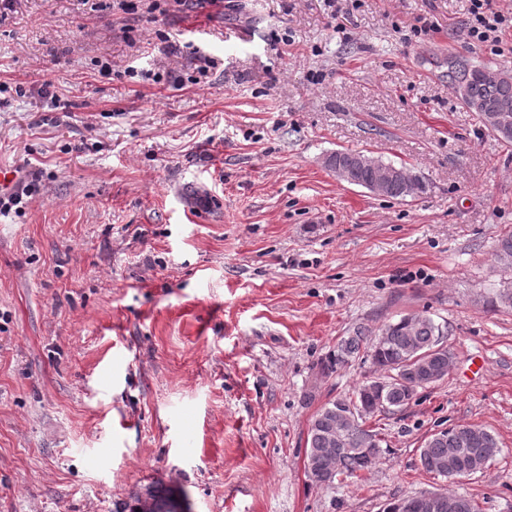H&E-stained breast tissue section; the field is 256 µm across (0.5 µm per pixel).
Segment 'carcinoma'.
Segmentation results:
<instances>
[{"label": "carcinoma", "mask_w": 512, "mask_h": 512, "mask_svg": "<svg viewBox=\"0 0 512 512\" xmlns=\"http://www.w3.org/2000/svg\"><path fill=\"white\" fill-rule=\"evenodd\" d=\"M446 77L460 103L475 113L479 123L498 141L512 145V70L497 69L494 81L484 72L491 69L474 58L450 54L445 60ZM326 165L336 177L351 185L371 189L376 170L392 168L380 157L361 152L336 150L326 157ZM426 189L421 177L405 171L392 180L385 196L404 199ZM495 259L512 266V233L498 239ZM448 324H437L424 314H402L373 330L357 326L341 337L321 361L325 375L346 368L362 356L379 370L383 378H370L355 390L324 404L313 416L306 441L305 471L319 485L339 477L352 478L370 470L381 453L382 439L367 426L378 413H393L407 407L418 391L432 385L430 379L448 375L453 354L445 345ZM500 452L493 434L484 428L458 426L428 436L419 448L421 468L450 480L470 476L483 469ZM451 512H477L464 496L440 494ZM130 512H176L178 502L162 485L145 489L131 497Z\"/></svg>", "instance_id": "cac0c4a2"}]
</instances>
